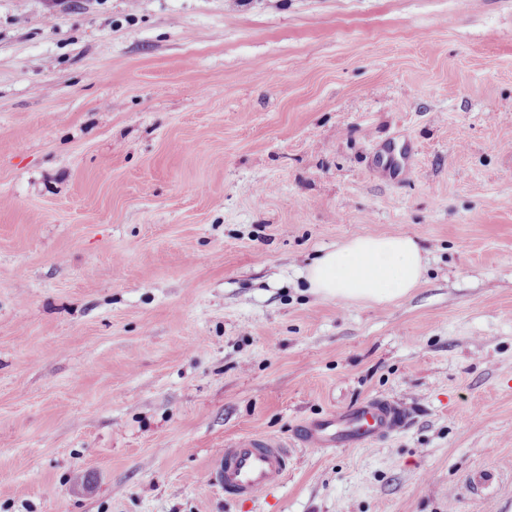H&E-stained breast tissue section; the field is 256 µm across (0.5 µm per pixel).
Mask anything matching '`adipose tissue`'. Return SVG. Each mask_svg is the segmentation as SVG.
I'll list each match as a JSON object with an SVG mask.
<instances>
[{
	"label": "adipose tissue",
	"instance_id": "adipose-tissue-1",
	"mask_svg": "<svg viewBox=\"0 0 512 512\" xmlns=\"http://www.w3.org/2000/svg\"><path fill=\"white\" fill-rule=\"evenodd\" d=\"M421 251L410 236L357 237L320 255L307 269L314 291L346 300L386 302L405 296L423 274Z\"/></svg>",
	"mask_w": 512,
	"mask_h": 512
}]
</instances>
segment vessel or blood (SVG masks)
Returning a JSON list of instances; mask_svg holds the SVG:
<instances>
[{"label":"vessel or blood","mask_w":512,"mask_h":512,"mask_svg":"<svg viewBox=\"0 0 512 512\" xmlns=\"http://www.w3.org/2000/svg\"><path fill=\"white\" fill-rule=\"evenodd\" d=\"M402 420L400 406L375 398L332 419L303 424L300 439L316 449L365 446L398 429ZM220 458L219 481L225 493L237 500L254 499L279 485L290 464L288 450L264 437H245L226 445Z\"/></svg>","instance_id":"vessel-or-blood-1"}]
</instances>
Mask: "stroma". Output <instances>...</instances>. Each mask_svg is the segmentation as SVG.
I'll return each mask as SVG.
<instances>
[{"label": "stroma", "instance_id": "35a3bbf8", "mask_svg": "<svg viewBox=\"0 0 512 512\" xmlns=\"http://www.w3.org/2000/svg\"><path fill=\"white\" fill-rule=\"evenodd\" d=\"M388 235L408 295L310 288ZM0 512H512V0H0ZM421 251L410 236L357 237L320 255L307 269L325 297L386 302L405 296L423 274ZM402 420L400 406L375 398L332 419L305 423L299 433L301 442L309 448L365 446L398 429ZM218 473L224 492L237 500H253L279 485L290 464L288 448L264 437H245L220 451Z\"/></svg>", "mask_w": 512, "mask_h": 512}]
</instances>
